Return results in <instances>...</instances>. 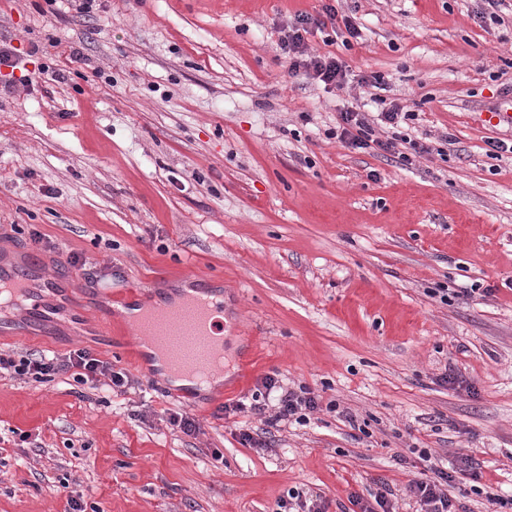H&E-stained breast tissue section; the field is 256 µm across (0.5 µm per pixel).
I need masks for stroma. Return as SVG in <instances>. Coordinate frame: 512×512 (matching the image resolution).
<instances>
[{"instance_id":"obj_1","label":"stroma","mask_w":512,"mask_h":512,"mask_svg":"<svg viewBox=\"0 0 512 512\" xmlns=\"http://www.w3.org/2000/svg\"><path fill=\"white\" fill-rule=\"evenodd\" d=\"M43 2L0 0V43L36 52L0 66L32 80L0 91V249L73 277L85 303L42 327L8 308L0 351L87 347L129 388L0 371V512H70L64 480L100 512H275L292 490L347 512L380 483L416 512L424 450L477 462L448 489L469 512L486 510L476 487L512 494V158L486 153L512 140V0L500 25L477 19L483 0H335L360 36H309L346 67L332 91L289 76L278 45L323 0H103L89 19ZM378 93L419 114L433 151L410 169L331 136ZM189 278L224 298V379L204 395L149 377L119 317ZM268 374L321 409L274 427L225 415ZM174 411L199 434L171 430Z\"/></svg>"}]
</instances>
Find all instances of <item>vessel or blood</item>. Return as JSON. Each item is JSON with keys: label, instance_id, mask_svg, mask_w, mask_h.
Here are the masks:
<instances>
[{"label": "vessel or blood", "instance_id": "obj_1", "mask_svg": "<svg viewBox=\"0 0 512 512\" xmlns=\"http://www.w3.org/2000/svg\"><path fill=\"white\" fill-rule=\"evenodd\" d=\"M0 285L14 288L30 321L48 318L49 308L42 300L43 289L53 281L35 267L0 263ZM224 305L210 295H190L174 307L153 308L141 313L134 323L146 348L168 361L170 374L194 378L214 370L215 340L223 332Z\"/></svg>", "mask_w": 512, "mask_h": 512}]
</instances>
